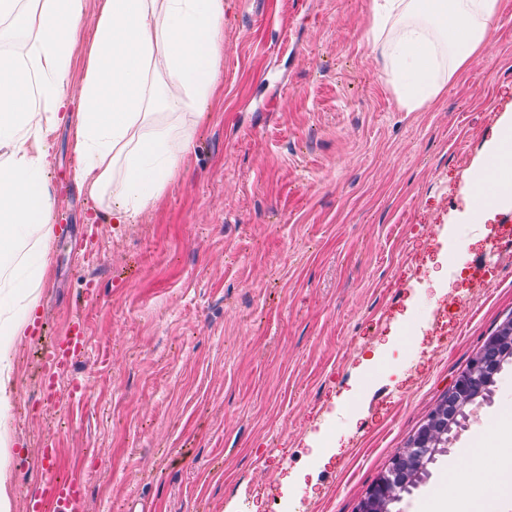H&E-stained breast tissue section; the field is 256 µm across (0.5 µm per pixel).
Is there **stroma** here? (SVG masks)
<instances>
[{
    "label": "stroma",
    "mask_w": 512,
    "mask_h": 512,
    "mask_svg": "<svg viewBox=\"0 0 512 512\" xmlns=\"http://www.w3.org/2000/svg\"><path fill=\"white\" fill-rule=\"evenodd\" d=\"M367 2L224 0L217 91L135 223L74 182L73 127L51 134L54 245L0 423L10 512L49 442L84 512H355L512 315V199L482 223L467 189L512 113V0L424 112L399 108ZM77 319L84 394L46 403L41 354ZM510 407L512 367L392 512H437L449 458L511 462Z\"/></svg>",
    "instance_id": "obj_1"
}]
</instances>
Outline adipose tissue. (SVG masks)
Segmentation results:
<instances>
[{
	"label": "adipose tissue",
	"instance_id": "obj_1",
	"mask_svg": "<svg viewBox=\"0 0 512 512\" xmlns=\"http://www.w3.org/2000/svg\"><path fill=\"white\" fill-rule=\"evenodd\" d=\"M86 0H0V421L15 354L37 309L54 242L48 138L72 124V177L129 223L175 177L204 116L224 40V0H100L78 111L66 79ZM500 0H369L366 38L403 111L434 106L488 44ZM189 118H182V111Z\"/></svg>",
	"mask_w": 512,
	"mask_h": 512
}]
</instances>
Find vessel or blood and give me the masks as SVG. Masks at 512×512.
Masks as SVG:
<instances>
[{
    "instance_id": "obj_1",
    "label": "vessel or blood",
    "mask_w": 512,
    "mask_h": 512,
    "mask_svg": "<svg viewBox=\"0 0 512 512\" xmlns=\"http://www.w3.org/2000/svg\"><path fill=\"white\" fill-rule=\"evenodd\" d=\"M504 175L499 158L487 159L483 171L472 180L471 190L478 205L493 197V185ZM87 337L81 322H73L47 352L42 364V389L47 400H55L61 380L68 376L74 361L85 353ZM57 450L46 444L41 450L40 488L27 501L26 512H81L84 485L75 476H63L53 464Z\"/></svg>"
}]
</instances>
